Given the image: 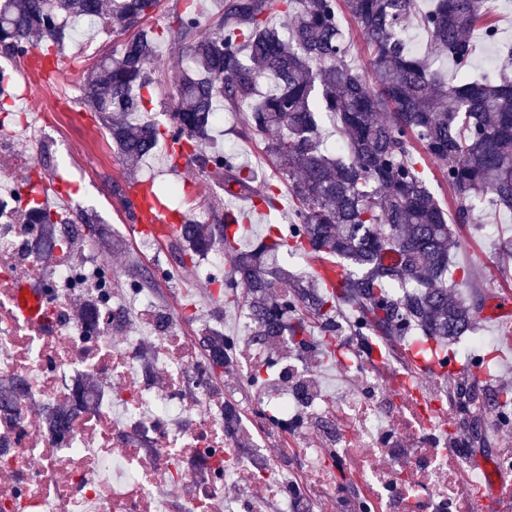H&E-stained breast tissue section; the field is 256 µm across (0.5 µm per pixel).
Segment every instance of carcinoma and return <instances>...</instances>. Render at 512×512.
I'll list each match as a JSON object with an SVG mask.
<instances>
[{
	"instance_id": "carcinoma-1",
	"label": "carcinoma",
	"mask_w": 512,
	"mask_h": 512,
	"mask_svg": "<svg viewBox=\"0 0 512 512\" xmlns=\"http://www.w3.org/2000/svg\"><path fill=\"white\" fill-rule=\"evenodd\" d=\"M208 22L198 0L156 30L143 26L160 0H3L0 53L24 59L59 58L69 38L66 21L115 23L125 35L117 54L102 57L82 91L85 107L108 130L129 165L162 148L189 159L199 172L224 174V195L248 198L269 214L284 196L292 202L288 227L268 222L257 247L229 239L224 211L197 224L190 214L174 232L178 263L195 266L217 249L233 254L217 278L224 303L247 306L261 336H310L319 329L324 356L336 359V317L367 352L374 340L403 336L416 342L426 365L476 332L484 301L458 295L470 280L452 260V225L492 224L512 211V78L509 62L495 76L450 80L434 68L448 54L467 70L474 53L469 33L486 14L485 0H221ZM354 21L370 56L376 87L351 63L339 12ZM290 19L282 33L274 19ZM415 21L430 34L425 54L402 37ZM163 42L182 48L187 67L175 74L168 122L150 116L151 67ZM242 112L244 134L266 140L275 178L257 183L252 167L232 150L202 148L215 109ZM329 122L338 148L322 137ZM428 156L454 192L453 218L441 206L425 172ZM14 217L41 226L43 256L64 245L55 239L61 215L29 200ZM331 263L329 279L299 276L283 255ZM209 375L232 368L237 343L200 329ZM70 406L43 417L44 429L65 431Z\"/></svg>"
}]
</instances>
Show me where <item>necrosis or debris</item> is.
<instances>
[{
  "label": "necrosis or debris",
  "instance_id": "4bbe7bcc",
  "mask_svg": "<svg viewBox=\"0 0 512 512\" xmlns=\"http://www.w3.org/2000/svg\"><path fill=\"white\" fill-rule=\"evenodd\" d=\"M38 227L0 209V378L23 392L0 407V512H304L321 496L338 512H497L512 492V453L490 452L470 465L457 398L407 381L395 358L370 365L349 333L336 339L343 371L361 390L328 395L309 344L279 339L277 377L253 389L237 410L256 429L252 453L224 427L227 402L187 327L195 316L159 303L92 254H60L45 270ZM46 296L40 321L17 315L19 281ZM89 295L94 313L74 321L68 301ZM139 318L152 335L151 356L129 329ZM236 339L246 374L269 355L256 321L241 310ZM166 374L155 387L151 374ZM108 379L107 395L79 400L76 377ZM82 401L64 435L33 429L32 417ZM388 467L376 464L378 457ZM229 484L244 485L233 499Z\"/></svg>",
  "mask_w": 512,
  "mask_h": 512
}]
</instances>
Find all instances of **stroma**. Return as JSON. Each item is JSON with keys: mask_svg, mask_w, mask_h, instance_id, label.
Listing matches in <instances>:
<instances>
[{"mask_svg": "<svg viewBox=\"0 0 512 512\" xmlns=\"http://www.w3.org/2000/svg\"><path fill=\"white\" fill-rule=\"evenodd\" d=\"M490 7L498 38L492 43L477 41L473 69L479 73L486 72L491 66L500 67L508 48L512 47V0H490ZM70 35L69 53L80 44L86 46L87 52L77 64L72 63L69 54L63 57L58 73L52 78L36 71L29 61L0 55V67L13 77L11 105L14 111L63 112L69 116L67 122H51L44 129V139L50 152L43 170L47 178L59 182L64 194L63 200L56 204L57 209L95 216L97 225L102 229L101 236L93 240L95 251L113 272L135 277L147 271L152 264L159 270L173 271V278L157 282L155 295L163 299L171 289H189L211 327L231 334L236 314L222 303L210 301L206 263L179 267L177 252L167 242L157 246L150 258H143L136 251L134 239L129 234L133 219L125 200L130 196L131 182L150 178L160 187L184 183L183 178L165 176L164 171L169 165L166 156L155 154L129 170L117 154H109L107 159L101 160L76 150V141L84 135L104 130L82 104L81 88L97 60L111 54L120 38L113 34L111 27L88 28L80 22L71 23ZM179 65V48L171 45L161 47L153 73L157 86L153 93L152 113L157 121H165L174 104L171 75ZM214 136L219 147L237 150L242 159L254 163L259 179L271 176V168L263 153V140L242 136L241 125L235 116H227ZM30 152L31 145L20 132L0 131V192L5 190L7 180L16 170L26 167ZM497 225L499 230L493 237L487 235L483 226H467L454 253V261L469 269L472 280L482 284L488 300L504 297L512 301V257L499 251L500 239L512 237V213H499Z\"/></svg>", "mask_w": 512, "mask_h": 512, "instance_id": "1", "label": "stroma"}]
</instances>
